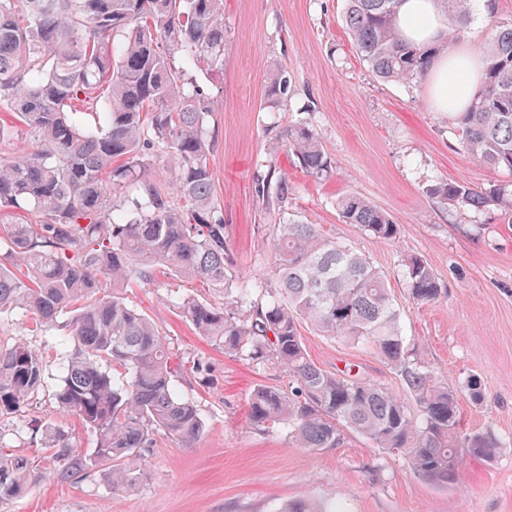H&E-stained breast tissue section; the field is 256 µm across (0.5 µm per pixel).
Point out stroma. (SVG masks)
I'll return each mask as SVG.
<instances>
[{"instance_id":"35a3bbf8","label":"stroma","mask_w":512,"mask_h":512,"mask_svg":"<svg viewBox=\"0 0 512 512\" xmlns=\"http://www.w3.org/2000/svg\"><path fill=\"white\" fill-rule=\"evenodd\" d=\"M346 0H224V69L195 71L211 96L216 132V193L224 205L232 268L239 280L271 278L273 225L251 192L254 174L276 154L294 184L288 211L320 225L383 271L401 310L408 342L449 387L477 379L483 399L460 401L462 432L491 430L502 444L490 461L468 459L462 480L442 488L418 477L399 456L345 430L335 448L297 447L287 431L254 426L249 401L257 385L287 386L275 366L255 368L198 336L171 304L173 298L211 299L202 284L170 274L132 282L122 293L167 336L178 391L194 399L205 431L192 447L160 434L141 462L130 492H110L102 471L61 481L47 470L27 495L0 512H279L309 498L342 512H512V220L500 212L475 214L437 208L426 188L439 180L483 186L512 174L481 165L463 152L438 111L428 81L403 85L375 78L359 59L345 27ZM286 67L294 92L283 105L261 109L276 67ZM304 120L322 137L332 174L309 177L293 157L276 150V134ZM358 193L399 226L395 241L343 223L336 199ZM427 260L442 286L439 301L419 305L407 295L402 261ZM22 310L0 312V340L26 336L46 364V384L21 415L0 418L8 431L24 423L16 453L40 457L46 426L69 429L83 455L96 439L60 413L52 395L71 351L66 326L29 334ZM311 359L330 372H353L392 391L394 371L373 351L304 330ZM196 358L215 366L204 379L189 371Z\"/></svg>"}]
</instances>
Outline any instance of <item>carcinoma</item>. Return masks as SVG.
<instances>
[{
	"label": "carcinoma",
	"instance_id": "obj_1",
	"mask_svg": "<svg viewBox=\"0 0 512 512\" xmlns=\"http://www.w3.org/2000/svg\"><path fill=\"white\" fill-rule=\"evenodd\" d=\"M474 1L488 20L484 79L467 109L448 118L473 160L512 172V22L497 19L496 0H440L456 26L430 46L401 38L400 0H347L345 24L376 78L410 85L457 38ZM204 66L224 69V0H0V112L17 119H0V144L24 135L33 144L0 162V209L21 213L0 228V252L13 265L0 267V310H23L40 331L70 314L72 349L54 400L96 436L95 456L83 459L69 431L48 427L41 463L61 479L104 466L112 491L124 492L157 434L187 445L201 438L200 410L173 382L169 340L121 293L127 281L151 282L167 270L222 298L172 300L211 345L291 377L286 389L253 390L254 425L286 427L311 451L338 447L351 429L403 457L419 477L458 484L467 458H495L498 438L460 431L461 395L409 348L386 276L318 225L287 218L294 186L272 155L253 188L274 221L275 287L259 302L253 291L261 284L233 275L211 164L212 102L193 79ZM292 92L288 71L278 68L264 104L276 108ZM85 115L97 122L86 125ZM280 139L307 175L329 173L308 122L288 125ZM162 156L172 162L168 185L149 173ZM426 194L439 208L512 215V184L441 180ZM336 208L345 224L382 241L397 237L398 225L362 195L344 193ZM403 266L414 303L440 298L427 261L408 255ZM304 324L377 353L403 393L319 367L306 351ZM44 383L43 359L25 339L0 347V417L20 412ZM36 467L0 452V506L25 494Z\"/></svg>",
	"mask_w": 512,
	"mask_h": 512
}]
</instances>
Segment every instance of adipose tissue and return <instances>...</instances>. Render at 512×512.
<instances>
[{"mask_svg":"<svg viewBox=\"0 0 512 512\" xmlns=\"http://www.w3.org/2000/svg\"><path fill=\"white\" fill-rule=\"evenodd\" d=\"M400 31L409 41L427 44L441 40L447 30L437 0H401ZM481 79L475 57L466 51L438 59L431 71V96L439 111H462Z\"/></svg>","mask_w":512,"mask_h":512,"instance_id":"obj_1","label":"adipose tissue"}]
</instances>
